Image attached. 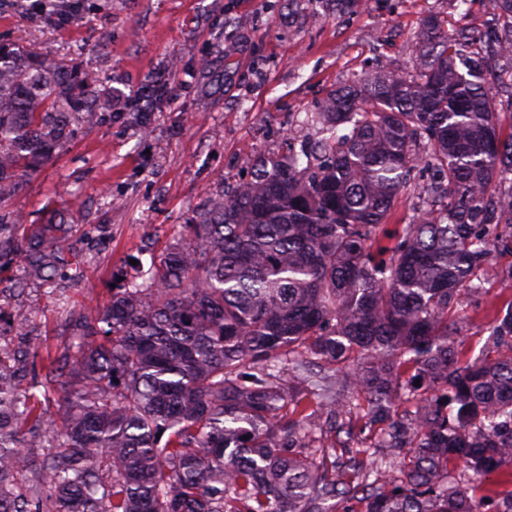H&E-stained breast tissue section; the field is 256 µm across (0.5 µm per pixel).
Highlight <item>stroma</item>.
Wrapping results in <instances>:
<instances>
[{"mask_svg":"<svg viewBox=\"0 0 512 512\" xmlns=\"http://www.w3.org/2000/svg\"><path fill=\"white\" fill-rule=\"evenodd\" d=\"M45 4L0 0V41L75 56L107 96L98 122L79 127L0 203L1 215L42 224L59 213L71 227L60 277L26 280L19 293L22 263L0 268V328L26 317L31 335L61 356L73 323L52 306L53 289L78 309L103 306L127 258L149 260L172 242L250 158L284 150L297 130L315 140L317 127L303 120L336 89L371 71L411 72L426 17L474 34L504 21L499 0H83L78 18L55 23L43 20ZM159 82L164 104L135 120L132 103ZM490 298L511 301L512 280L466 298L465 352L485 347ZM351 403L355 428L335 442L340 454L379 443L386 429L369 423L363 396Z\"/></svg>","mask_w":512,"mask_h":512,"instance_id":"35a3bbf8","label":"stroma"}]
</instances>
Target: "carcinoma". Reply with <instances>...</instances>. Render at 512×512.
Listing matches in <instances>:
<instances>
[{
	"instance_id": "cac0c4a2",
	"label": "carcinoma",
	"mask_w": 512,
	"mask_h": 512,
	"mask_svg": "<svg viewBox=\"0 0 512 512\" xmlns=\"http://www.w3.org/2000/svg\"><path fill=\"white\" fill-rule=\"evenodd\" d=\"M500 9L483 39L430 17L417 74L332 93L307 116L318 140L252 159L149 267L127 264L109 302L75 319L65 366L0 337V512H331L336 498L361 512H482L495 498L512 512V491L482 486L512 477V301L489 327L505 357L466 356L457 319L462 296L512 279L493 260L512 254V188L493 190L512 174V134L482 85L491 57L512 81V0ZM16 55L0 43V202L73 123L96 120L88 102L103 95L86 70L40 55L18 68ZM164 100L157 84L134 111ZM420 168L416 220L387 223ZM69 233L59 215H1L0 259L48 280ZM342 389L390 422L397 478L329 453ZM404 398L414 416L396 420Z\"/></svg>"
}]
</instances>
